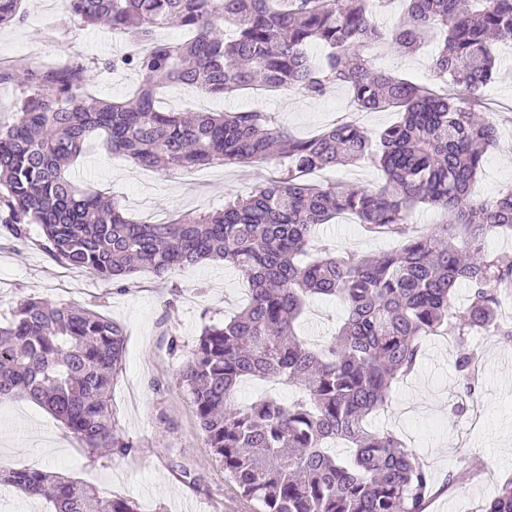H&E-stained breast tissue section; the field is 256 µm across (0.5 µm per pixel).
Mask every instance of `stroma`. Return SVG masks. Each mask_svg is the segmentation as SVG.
<instances>
[{"label":"stroma","mask_w":512,"mask_h":512,"mask_svg":"<svg viewBox=\"0 0 512 512\" xmlns=\"http://www.w3.org/2000/svg\"><path fill=\"white\" fill-rule=\"evenodd\" d=\"M22 21L0 28V59L23 49L31 65L72 52L109 60L125 54L126 43L98 26L64 23L63 0H23ZM498 76L484 92L495 107L487 117L500 133L498 148L487 156L476 188L488 198L512 188V46L499 47ZM376 64L406 79L433 80L428 51L403 55L378 50ZM164 108L180 112L259 109L271 113L298 137L311 136L347 114L348 88L338 86L321 97L289 91L287 97L259 101L244 92L210 98L179 87L164 89ZM82 187L115 196L129 219L153 223L219 208L228 194H244L274 177L273 165L256 163L205 167L195 178L166 176L141 169L119 155L90 151L72 167ZM326 242L366 253L392 250L386 239L368 236L358 224H324ZM248 289L240 274L217 262L177 271L160 281L139 272L127 291L119 292L79 271L59 267L35 241L0 235V320L10 318L27 297L77 303L121 323L126 332L123 370L113 383V403L122 434L136 441L135 455L90 454L46 409L25 399L0 403V467L41 469L84 481L108 496L134 500L139 512H253L212 462L200 437L194 409L177 388L175 373L204 326L223 322L243 306ZM484 365L477 409L453 415L458 400L455 351L443 339L422 343V360L397 387L377 428L399 435L430 466L437 480L455 472L456 480L428 512H475L502 479L512 475V339L478 341ZM490 458L492 466L469 477L462 461L470 454Z\"/></svg>","instance_id":"obj_1"}]
</instances>
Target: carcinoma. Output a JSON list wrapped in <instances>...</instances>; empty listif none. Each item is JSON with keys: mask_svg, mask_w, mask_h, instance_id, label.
Instances as JSON below:
<instances>
[{"mask_svg": "<svg viewBox=\"0 0 512 512\" xmlns=\"http://www.w3.org/2000/svg\"><path fill=\"white\" fill-rule=\"evenodd\" d=\"M404 20L387 32L369 0H65L76 23L103 24L131 51L101 64L79 53L56 66L0 63V82L27 72L12 121H0V227L15 240L41 229L42 247L118 291L132 274L159 278L205 260H222L249 284L242 310L204 326L178 385L195 406L212 460L256 512H426L436 493L431 471L392 432L368 417L421 360V339L457 338L455 370L473 399L477 332L512 338L503 320L512 256L485 247L492 231L512 234V192L476 202L474 184L497 142L480 114L497 73L495 46L512 41V0H403ZM21 0H0V25L21 19ZM186 31L180 40L159 28ZM443 90L377 70L369 51L382 41L413 54L434 33ZM326 49L321 62L308 52ZM138 71L132 98L102 100L90 87L103 70ZM168 84L222 98L241 89L293 88L321 97L348 87L363 112L393 108L400 117L371 137L352 122L297 138L261 110L163 112ZM98 142L135 165L164 174L200 167L272 162L278 177L224 206L169 224H137L117 198L83 189L70 168ZM366 158L384 175L377 188L317 184L315 171ZM440 223L416 234V210ZM367 233L387 230L398 249L379 255L316 245V228L342 216ZM466 307L454 304L459 285ZM316 295L334 296L344 318L334 335L308 343L295 327ZM125 356L124 328L78 304L22 300L0 323V401L26 398L46 407L91 451L127 456L137 443L120 433L111 406ZM298 390L285 402L237 403L246 379ZM0 483L52 501L55 512H138L135 501L52 472L1 469ZM477 512H512V477Z\"/></svg>", "mask_w": 512, "mask_h": 512, "instance_id": "carcinoma-1", "label": "carcinoma"}]
</instances>
